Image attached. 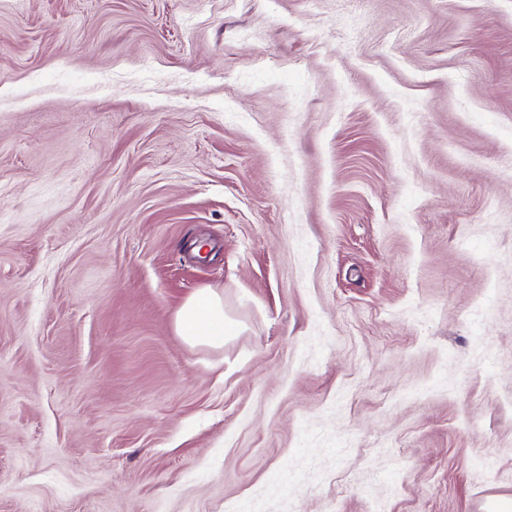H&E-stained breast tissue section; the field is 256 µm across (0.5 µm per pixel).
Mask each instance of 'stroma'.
Instances as JSON below:
<instances>
[{
    "label": "stroma",
    "mask_w": 512,
    "mask_h": 512,
    "mask_svg": "<svg viewBox=\"0 0 512 512\" xmlns=\"http://www.w3.org/2000/svg\"><path fill=\"white\" fill-rule=\"evenodd\" d=\"M507 504L512 0H0V512ZM177 332L191 346L220 347L229 335L224 296L204 288L191 295L175 316Z\"/></svg>",
    "instance_id": "obj_1"
}]
</instances>
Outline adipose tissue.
I'll return each mask as SVG.
<instances>
[{
  "instance_id": "obj_1",
  "label": "adipose tissue",
  "mask_w": 512,
  "mask_h": 512,
  "mask_svg": "<svg viewBox=\"0 0 512 512\" xmlns=\"http://www.w3.org/2000/svg\"><path fill=\"white\" fill-rule=\"evenodd\" d=\"M177 332L192 346L220 347L228 334L224 297L204 288L191 295L175 316Z\"/></svg>"
}]
</instances>
